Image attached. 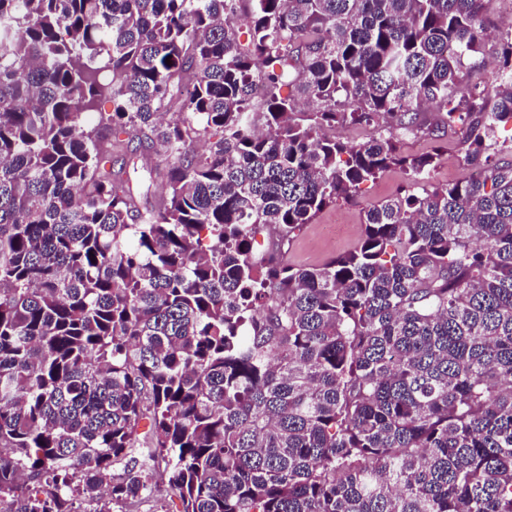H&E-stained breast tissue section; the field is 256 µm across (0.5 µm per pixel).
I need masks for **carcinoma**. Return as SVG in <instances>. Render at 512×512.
<instances>
[{"label":"carcinoma","instance_id":"obj_1","mask_svg":"<svg viewBox=\"0 0 512 512\" xmlns=\"http://www.w3.org/2000/svg\"><path fill=\"white\" fill-rule=\"evenodd\" d=\"M483 2L0 0L8 512H512V31L455 92ZM459 123L483 174L432 184ZM394 170L353 249L288 261ZM161 508L170 512H176L181 508L179 499L167 492L164 487H160V490L149 499L128 504L127 507V509L138 512H154Z\"/></svg>","mask_w":512,"mask_h":512}]
</instances>
